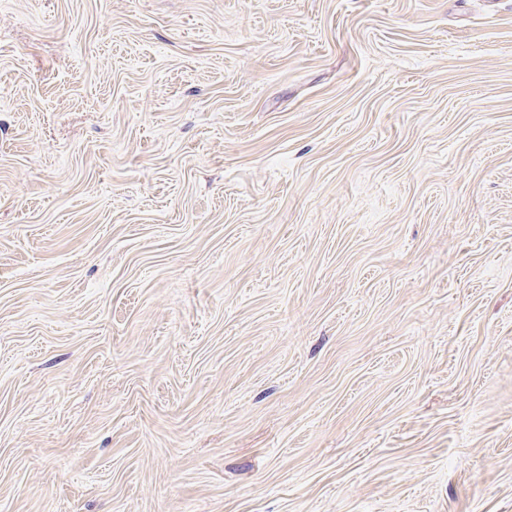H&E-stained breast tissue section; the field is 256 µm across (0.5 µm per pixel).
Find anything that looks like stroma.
<instances>
[{
	"mask_svg": "<svg viewBox=\"0 0 512 512\" xmlns=\"http://www.w3.org/2000/svg\"><path fill=\"white\" fill-rule=\"evenodd\" d=\"M0 512H512V0H0Z\"/></svg>",
	"mask_w": 512,
	"mask_h": 512,
	"instance_id": "stroma-1",
	"label": "stroma"
}]
</instances>
